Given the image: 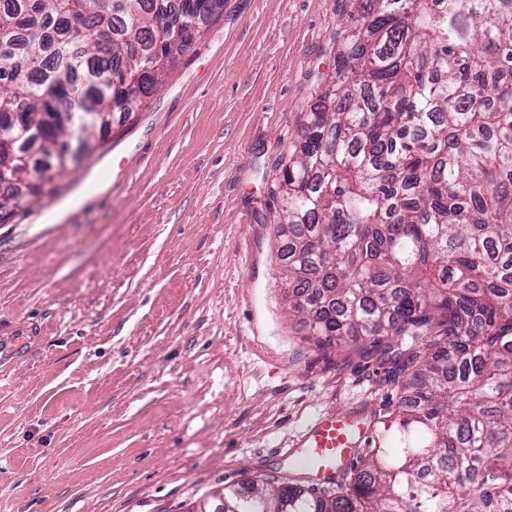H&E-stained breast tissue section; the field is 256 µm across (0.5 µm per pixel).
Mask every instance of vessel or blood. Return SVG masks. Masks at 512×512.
I'll return each instance as SVG.
<instances>
[{"label": "vessel or blood", "mask_w": 512, "mask_h": 512, "mask_svg": "<svg viewBox=\"0 0 512 512\" xmlns=\"http://www.w3.org/2000/svg\"><path fill=\"white\" fill-rule=\"evenodd\" d=\"M372 437L360 412L339 407L320 416L303 435L306 452L294 463L314 480H324L350 466Z\"/></svg>", "instance_id": "vessel-or-blood-1"}]
</instances>
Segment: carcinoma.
<instances>
[{
    "label": "carcinoma",
    "instance_id": "1",
    "mask_svg": "<svg viewBox=\"0 0 512 512\" xmlns=\"http://www.w3.org/2000/svg\"><path fill=\"white\" fill-rule=\"evenodd\" d=\"M204 0H0V126L22 112L18 179L66 169L78 112H134L218 15ZM335 68L268 186L290 308L318 350L405 376L402 416L341 480H246L237 512H512V0H356ZM172 15L181 45L153 46ZM88 13L81 12L79 14L73 15L70 18L71 27L84 35L91 36L92 39L96 42L98 49L102 55H110L112 54V40L106 35H103L96 31H92L88 27Z\"/></svg>",
    "mask_w": 512,
    "mask_h": 512
}]
</instances>
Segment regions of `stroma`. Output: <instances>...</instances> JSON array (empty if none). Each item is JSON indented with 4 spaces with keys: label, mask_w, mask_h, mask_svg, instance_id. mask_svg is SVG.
<instances>
[{
    "label": "stroma",
    "mask_w": 512,
    "mask_h": 512,
    "mask_svg": "<svg viewBox=\"0 0 512 512\" xmlns=\"http://www.w3.org/2000/svg\"><path fill=\"white\" fill-rule=\"evenodd\" d=\"M354 0H224L56 192L0 224V512H189L399 380L319 352L284 298L267 185Z\"/></svg>",
    "instance_id": "1"
}]
</instances>
